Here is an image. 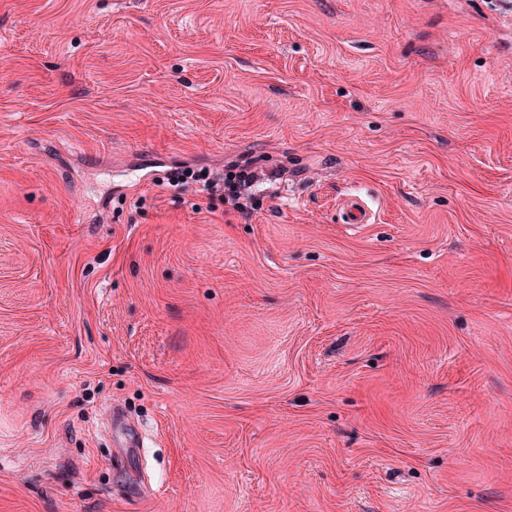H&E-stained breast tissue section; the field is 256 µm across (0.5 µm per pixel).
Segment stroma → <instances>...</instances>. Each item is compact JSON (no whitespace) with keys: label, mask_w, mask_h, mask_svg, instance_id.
<instances>
[{"label":"stroma","mask_w":512,"mask_h":512,"mask_svg":"<svg viewBox=\"0 0 512 512\" xmlns=\"http://www.w3.org/2000/svg\"><path fill=\"white\" fill-rule=\"evenodd\" d=\"M0 512H512V0H0ZM168 188L181 192L189 187L195 190L208 200L231 199L241 210H247V200L250 199L246 190L250 188L251 180L244 175L229 171L224 173L210 174L207 172L183 171L168 175ZM244 200L245 203H244Z\"/></svg>","instance_id":"35a3bbf8"}]
</instances>
